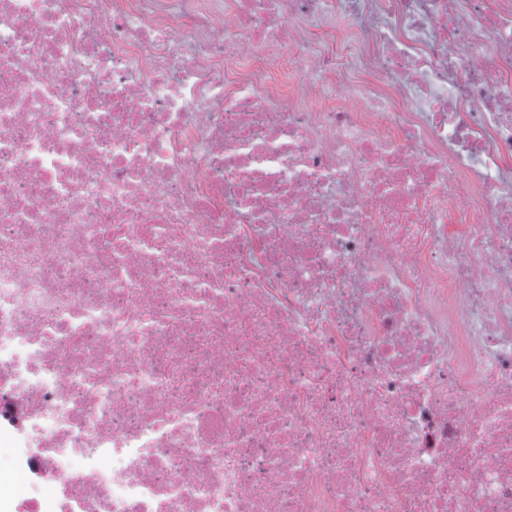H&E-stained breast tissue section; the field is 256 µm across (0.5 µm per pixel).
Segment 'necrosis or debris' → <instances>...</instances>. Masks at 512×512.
Returning <instances> with one entry per match:
<instances>
[{"instance_id": "obj_1", "label": "necrosis or debris", "mask_w": 512, "mask_h": 512, "mask_svg": "<svg viewBox=\"0 0 512 512\" xmlns=\"http://www.w3.org/2000/svg\"><path fill=\"white\" fill-rule=\"evenodd\" d=\"M0 512H512V0H0Z\"/></svg>"}]
</instances>
